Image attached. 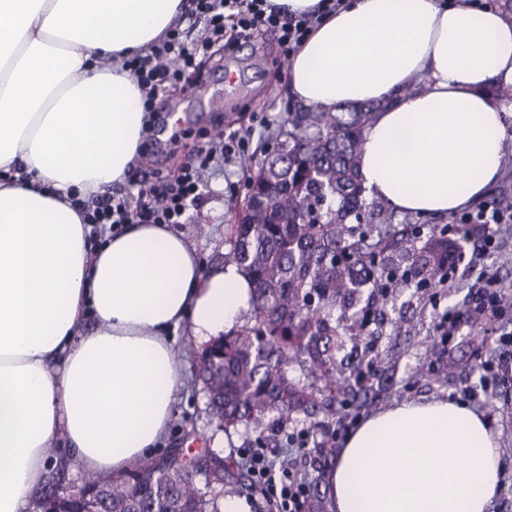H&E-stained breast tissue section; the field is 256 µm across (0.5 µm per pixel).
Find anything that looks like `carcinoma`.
Listing matches in <instances>:
<instances>
[{
	"label": "carcinoma",
	"instance_id": "obj_1",
	"mask_svg": "<svg viewBox=\"0 0 512 512\" xmlns=\"http://www.w3.org/2000/svg\"><path fill=\"white\" fill-rule=\"evenodd\" d=\"M373 104L340 112H295L275 160L249 185L248 223L231 225L224 263L253 281L251 322L215 339L197 372L211 414L226 428L265 427L303 411L333 414L343 393L336 379V302L349 305L364 289L410 270L436 285L447 246L426 250L395 241L394 215L367 200L359 174L364 132ZM298 370L303 378L291 372ZM66 467L48 469L37 492L40 512H224V487L251 490L244 465L209 453L168 452L145 459L119 481L98 482L94 499L64 486Z\"/></svg>",
	"mask_w": 512,
	"mask_h": 512
}]
</instances>
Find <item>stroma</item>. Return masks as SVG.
Segmentation results:
<instances>
[{"label":"stroma","instance_id":"stroma-1","mask_svg":"<svg viewBox=\"0 0 512 512\" xmlns=\"http://www.w3.org/2000/svg\"><path fill=\"white\" fill-rule=\"evenodd\" d=\"M226 64L237 73L239 89L227 97L223 111L198 105L180 113L174 123L155 128L154 137L164 149H176L185 158L200 133L218 129L254 127L248 155L221 172L210 175L201 204L190 210L189 220L179 230L196 246L200 260L208 266L224 260L227 228L246 205L247 184L254 173L253 158L262 157L278 131L287 126L288 115L304 106L289 92L288 63L280 53L277 36L267 32L247 44L223 49ZM470 281L454 288H399L395 303L380 318L381 331L354 341L342 337L336 351L338 377L355 374L361 363L375 365L371 390L361 401L342 397L335 414L368 417L404 402L435 399L455 400L483 413L499 441L503 491L500 506L493 512H512V377L496 394L472 400L470 392L479 387L482 360L491 348L486 333L494 322L471 319L470 327L446 348L436 325L447 312L466 308ZM244 428L220 429L209 415L206 397L193 385H186L175 405L167 448H208L220 456L236 457L249 441Z\"/></svg>","mask_w":512,"mask_h":512}]
</instances>
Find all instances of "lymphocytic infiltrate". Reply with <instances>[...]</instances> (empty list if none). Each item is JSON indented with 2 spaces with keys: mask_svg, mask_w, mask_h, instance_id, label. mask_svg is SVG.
Listing matches in <instances>:
<instances>
[{
  "mask_svg": "<svg viewBox=\"0 0 512 512\" xmlns=\"http://www.w3.org/2000/svg\"><path fill=\"white\" fill-rule=\"evenodd\" d=\"M341 4L342 0H321L317 11L286 16L267 9L265 0H190L187 18L192 24H203L207 37L194 40L187 31L172 29L153 45L149 54L124 60L123 66L142 93L145 112L152 114L158 100L170 88L190 78L197 82L202 80L206 65L215 60V44L233 43L273 31L278 35L282 54L288 57L297 51L322 15L337 10ZM247 148V138L234 133L225 137L208 136L181 165L177 177L171 178L155 170L138 183L136 191L88 198L76 194L71 205L83 223L103 232L130 223L181 224L189 207L203 199L206 173L220 171L222 164L232 163ZM510 224L512 207L494 199L454 214L444 227L445 235H462L471 225L481 229L482 235L474 245L472 261L463 262L458 254L449 253L443 273L448 287L475 276L477 259L499 251L500 229ZM279 436L293 446V454L278 459L266 442H253L243 450L250 475L262 490L269 512H312L313 492L308 481L300 477V454L311 450L319 456L334 455L342 434L334 427L320 433L307 427L292 432L284 429Z\"/></svg>",
  "mask_w": 512,
  "mask_h": 512,
  "instance_id": "1",
  "label": "lymphocytic infiltrate"
}]
</instances>
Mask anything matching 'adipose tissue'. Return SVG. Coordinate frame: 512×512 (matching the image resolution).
Here are the masks:
<instances>
[{
    "label": "adipose tissue",
    "mask_w": 512,
    "mask_h": 512,
    "mask_svg": "<svg viewBox=\"0 0 512 512\" xmlns=\"http://www.w3.org/2000/svg\"><path fill=\"white\" fill-rule=\"evenodd\" d=\"M182 0H0V512H27L54 443L119 480L167 439L185 379L176 343L249 315L237 265L205 267L167 224L95 242L68 193L124 183L144 141L123 59L162 39ZM289 91L379 110L370 197L440 216L480 200L512 154V17L473 0H344L289 63ZM487 419L405 402L346 437L335 512H489L502 490Z\"/></svg>",
    "instance_id": "1"
}]
</instances>
